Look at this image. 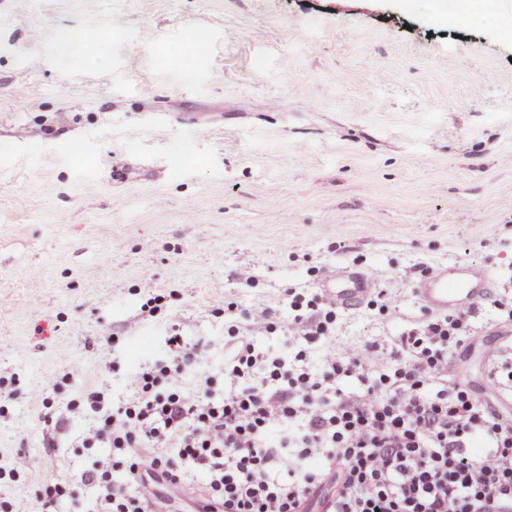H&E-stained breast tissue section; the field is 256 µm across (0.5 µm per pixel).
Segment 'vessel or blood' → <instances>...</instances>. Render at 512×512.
Wrapping results in <instances>:
<instances>
[{
  "label": "vessel or blood",
  "mask_w": 512,
  "mask_h": 512,
  "mask_svg": "<svg viewBox=\"0 0 512 512\" xmlns=\"http://www.w3.org/2000/svg\"><path fill=\"white\" fill-rule=\"evenodd\" d=\"M373 286L368 271L345 268L328 277L321 289L337 306L352 308L372 293ZM493 288L489 276L475 274L473 265L451 261L419 281L414 292L426 309L445 313L478 309L491 297Z\"/></svg>",
  "instance_id": "b4317fda"
}]
</instances>
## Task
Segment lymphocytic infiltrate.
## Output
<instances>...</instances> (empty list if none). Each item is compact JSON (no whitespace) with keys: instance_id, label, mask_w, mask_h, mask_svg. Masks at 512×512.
I'll use <instances>...</instances> for the list:
<instances>
[{"instance_id":"lymphocytic-infiltrate-1","label":"lymphocytic infiltrate","mask_w":512,"mask_h":512,"mask_svg":"<svg viewBox=\"0 0 512 512\" xmlns=\"http://www.w3.org/2000/svg\"><path fill=\"white\" fill-rule=\"evenodd\" d=\"M141 292L142 313L168 326L162 352L123 399L102 384L77 390L72 442L89 464L21 512H167L161 487L199 512H512V416L448 364L449 342L473 333L468 313L423 316L396 342L350 353L322 293L286 289L279 310L217 296L230 342L214 375L210 348L173 324L167 292L149 281ZM81 485L94 496L77 498Z\"/></svg>"}]
</instances>
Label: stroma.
Instances as JSON below:
<instances>
[{
    "mask_svg": "<svg viewBox=\"0 0 512 512\" xmlns=\"http://www.w3.org/2000/svg\"><path fill=\"white\" fill-rule=\"evenodd\" d=\"M451 260L512 295V0H0V465L32 459L0 498L82 470L76 382L124 397L163 349L143 279L220 366L215 295L276 308L319 267L371 271L389 299L336 319L357 348L419 320L414 284ZM497 316L448 350L492 402Z\"/></svg>",
    "mask_w": 512,
    "mask_h": 512,
    "instance_id": "1",
    "label": "stroma"
}]
</instances>
